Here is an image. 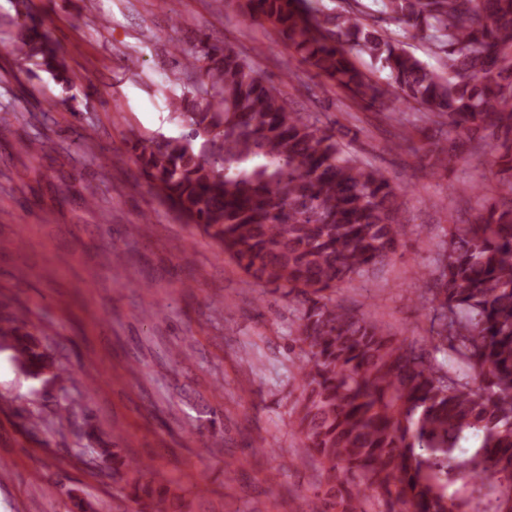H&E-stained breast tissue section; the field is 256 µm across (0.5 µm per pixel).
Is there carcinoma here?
I'll list each match as a JSON object with an SVG mask.
<instances>
[{
  "label": "carcinoma",
  "instance_id": "obj_1",
  "mask_svg": "<svg viewBox=\"0 0 512 512\" xmlns=\"http://www.w3.org/2000/svg\"><path fill=\"white\" fill-rule=\"evenodd\" d=\"M232 4L358 101L422 112L421 145L402 132L393 149L420 151L437 170L460 153L512 170V0H383L403 33L444 54L443 72L367 23L361 0L338 12L313 0ZM8 50L68 88L61 47L27 3L16 4ZM354 51L386 80L357 67ZM178 53L192 84L170 106L185 131L136 141L135 163L249 279L299 300L292 414L304 453L290 467L316 473L321 506L308 512H512V181L448 186L485 204L451 225L434 268L414 272L433 308L431 348L419 347L332 298L404 245L390 179L296 109L249 55L204 40ZM29 327L16 317L0 340L30 377L64 382ZM468 433L481 438L470 451L458 446ZM95 454L112 461L134 512H165L168 488L151 465L110 448Z\"/></svg>",
  "mask_w": 512,
  "mask_h": 512
}]
</instances>
